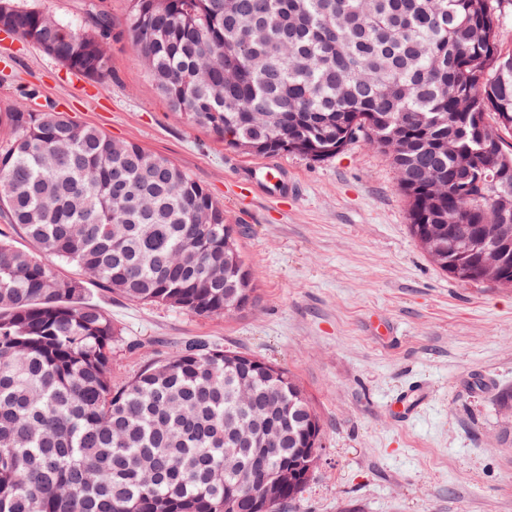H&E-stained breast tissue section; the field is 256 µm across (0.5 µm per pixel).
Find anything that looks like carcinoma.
<instances>
[{
  "mask_svg": "<svg viewBox=\"0 0 512 512\" xmlns=\"http://www.w3.org/2000/svg\"><path fill=\"white\" fill-rule=\"evenodd\" d=\"M503 0H131L132 49L170 111L256 155L325 160L363 140L382 150L408 202L409 231L457 281L448 226H481L512 256V52L498 39ZM9 35L94 79L111 71L112 18L65 26L0 0ZM493 114L488 121L487 114ZM0 512H255L243 476L258 448L227 433L270 405L292 424L263 474L300 459L310 397L284 369L192 341L117 381L123 330L87 298L99 284L131 302L225 315L255 288L224 269L239 227L168 159L25 101L0 114ZM446 174L432 196L426 176ZM85 278L59 276L55 261Z\"/></svg>",
  "mask_w": 512,
  "mask_h": 512,
  "instance_id": "1",
  "label": "carcinoma"
}]
</instances>
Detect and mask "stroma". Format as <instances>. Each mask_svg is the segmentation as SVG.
Instances as JSON below:
<instances>
[{
  "label": "stroma",
  "instance_id": "obj_1",
  "mask_svg": "<svg viewBox=\"0 0 512 512\" xmlns=\"http://www.w3.org/2000/svg\"><path fill=\"white\" fill-rule=\"evenodd\" d=\"M68 25L112 17L111 72L88 79L36 44L0 36V113L34 88L73 121L133 141L202 182L239 225L255 274L245 311L198 316L90 288L132 343L119 377L187 339L249 352L294 374L324 424L322 454L301 496L280 512H512V288L462 283L409 232L388 157L357 140L313 162L295 154L292 194L248 190L257 165L208 129L171 112L131 49V0H19ZM424 402L393 406L413 383Z\"/></svg>",
  "mask_w": 512,
  "mask_h": 512
}]
</instances>
